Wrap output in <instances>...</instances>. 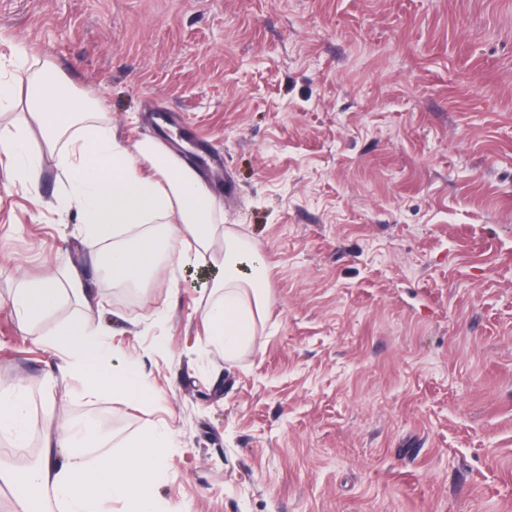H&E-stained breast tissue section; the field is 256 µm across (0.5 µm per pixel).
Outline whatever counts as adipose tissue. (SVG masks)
Instances as JSON below:
<instances>
[{
  "instance_id": "ef3b65f1",
  "label": "adipose tissue",
  "mask_w": 512,
  "mask_h": 512,
  "mask_svg": "<svg viewBox=\"0 0 512 512\" xmlns=\"http://www.w3.org/2000/svg\"><path fill=\"white\" fill-rule=\"evenodd\" d=\"M27 103L47 143H67L59 164L90 257L123 284L142 282L164 255L180 267L209 269L203 322L211 344L229 360L251 347L269 305V260L220 224L222 202L197 172L157 142L120 143L90 95L72 89L50 61H35ZM0 153L15 160L21 180L37 186V162L23 132H1ZM66 293L86 309L99 304L73 268L61 278L23 283L12 305L23 321L33 322ZM55 344L67 354L62 376L83 381L90 393L109 392L133 403L150 396L140 363L130 357L111 361L100 334L84 321L63 325ZM36 429L24 391L0 393V433L22 448ZM98 442L93 429L79 433L55 422L37 464L23 473L0 464V482L15 489L20 512H106L111 500L122 503V512H166L157 488L173 446L171 431L154 429L120 454L94 455Z\"/></svg>"
}]
</instances>
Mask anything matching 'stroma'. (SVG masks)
<instances>
[{
	"label": "stroma",
	"mask_w": 512,
	"mask_h": 512,
	"mask_svg": "<svg viewBox=\"0 0 512 512\" xmlns=\"http://www.w3.org/2000/svg\"><path fill=\"white\" fill-rule=\"evenodd\" d=\"M50 60L126 143L187 142L270 261L253 346L209 342L188 268L127 302L84 258L67 175L24 110ZM37 190L0 161V391L109 450L168 425L167 512H512V0H0V73ZM74 266L23 325L18 283ZM88 318L153 396L86 395L50 334ZM62 283L66 288H61ZM64 293H70L76 302L88 310L100 304L98 297L86 287L79 270L73 268L65 273L64 282L52 276L43 281L23 283L14 293L12 305L24 322H35L52 310Z\"/></svg>",
	"instance_id": "1"
}]
</instances>
